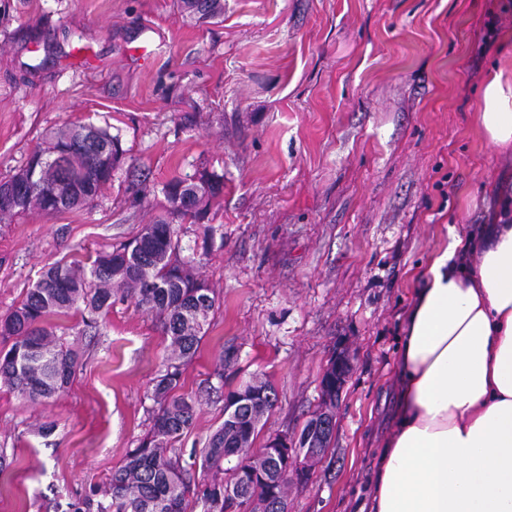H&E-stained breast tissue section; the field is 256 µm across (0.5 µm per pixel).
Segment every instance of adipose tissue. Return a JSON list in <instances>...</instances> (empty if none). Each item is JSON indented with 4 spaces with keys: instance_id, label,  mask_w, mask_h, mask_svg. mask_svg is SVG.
<instances>
[{
    "instance_id": "1",
    "label": "adipose tissue",
    "mask_w": 512,
    "mask_h": 512,
    "mask_svg": "<svg viewBox=\"0 0 512 512\" xmlns=\"http://www.w3.org/2000/svg\"><path fill=\"white\" fill-rule=\"evenodd\" d=\"M480 121L493 145L512 143L502 72L486 80ZM396 387L368 512H512V197L423 271Z\"/></svg>"
}]
</instances>
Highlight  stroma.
<instances>
[{"mask_svg": "<svg viewBox=\"0 0 512 512\" xmlns=\"http://www.w3.org/2000/svg\"><path fill=\"white\" fill-rule=\"evenodd\" d=\"M496 68L512 78V0H224L223 22L203 25L174 0H0V181L74 123L125 151L90 205L0 219V316L47 267L90 264L167 216L172 179L221 176L218 204L176 227L216 298L177 448L192 463L225 394L260 379L278 400L255 447L299 436L345 348L334 440L309 481H289L288 512H360L418 276L512 192V145L478 118ZM62 330L80 354L65 391L32 403L0 385V512H54L105 484L151 427L158 319L119 298L95 328L76 315ZM336 353V356L334 358V373H332L331 371L328 373L327 377H326V381H325V385L326 386H330V387H336V397L338 396V393L341 389V387L344 385V383L346 382V379L348 378L351 370H352V362L350 360V357L348 355V353L345 351V350H337L336 352H333V355L331 356L330 358V361H329V366L327 367L323 377H322V381H321V387H322V395L325 396L328 392L324 390L323 388V382H324V377L330 367V364L332 363V360H333V357Z\"/></svg>", "mask_w": 512, "mask_h": 512, "instance_id": "1", "label": "stroma"}]
</instances>
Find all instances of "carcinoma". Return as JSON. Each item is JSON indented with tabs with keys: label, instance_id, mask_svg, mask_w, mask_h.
<instances>
[{
	"label": "carcinoma",
	"instance_id": "1",
	"mask_svg": "<svg viewBox=\"0 0 512 512\" xmlns=\"http://www.w3.org/2000/svg\"><path fill=\"white\" fill-rule=\"evenodd\" d=\"M176 7L199 23L224 20V0H176ZM87 128L94 140L74 148L79 132ZM122 155L119 138L106 128L83 124L61 129L48 147L30 157L23 172L0 182V215L84 207L112 180ZM223 189L218 175L203 174L190 183L175 179L166 187L171 215L197 221ZM117 295L133 299L160 320L170 354L154 381L157 408L149 434L127 451L103 490L68 504V512H185L191 494L206 512H240L253 500L266 503V512H284L291 475L288 457L296 449L266 445L263 452L250 453L261 418L277 401L270 382L255 381L229 392L231 412L201 451V480L191 477L175 451L174 443L192 427L196 414L194 401L176 390L206 334L215 297L203 282L184 274L179 240L167 218L145 225L132 241L98 255L87 268L74 262L43 272L0 317V338L12 341L10 348L0 350V384L33 401L65 390L78 356L56 337L55 321L79 314L90 327L112 308ZM232 460V478L226 481L224 463Z\"/></svg>",
	"mask_w": 512,
	"mask_h": 512
}]
</instances>
